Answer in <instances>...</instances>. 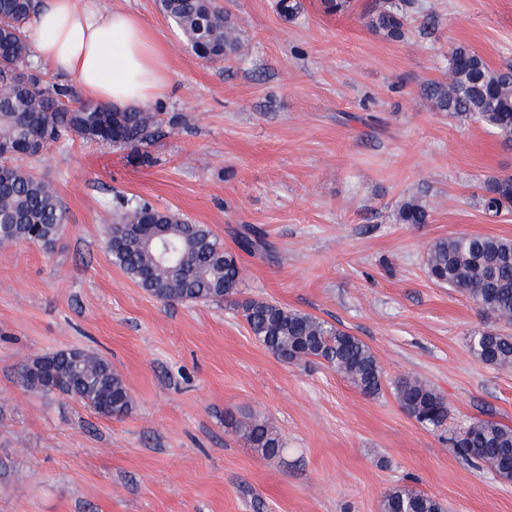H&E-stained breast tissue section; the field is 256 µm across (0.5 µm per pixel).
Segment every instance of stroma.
I'll return each instance as SVG.
<instances>
[{"mask_svg":"<svg viewBox=\"0 0 512 512\" xmlns=\"http://www.w3.org/2000/svg\"><path fill=\"white\" fill-rule=\"evenodd\" d=\"M382 2L332 15L303 0L287 21L276 0H215L243 50L210 62L157 0H100L165 44L168 89L151 106L176 122L141 150L75 138L21 160L55 186L66 223L49 250L0 244V512H381L397 485L448 512H512V484L450 444L478 419L512 427V369L467 349L497 322L425 265L440 238L512 239V210L481 203L490 178L512 174V146L423 93L447 79L456 44L494 67L512 61V0H414L401 41L366 24ZM117 195L208 225L243 271L235 298L169 303L128 279L107 248ZM413 196L428 223H397ZM245 226L266 250L240 247ZM246 299L357 336L381 393L364 396L325 362L273 356L242 317ZM69 350L111 363L127 414L22 383L25 365ZM403 378L445 399L446 430L401 408ZM248 417L277 434L278 455L240 437Z\"/></svg>","mask_w":512,"mask_h":512,"instance_id":"stroma-1","label":"stroma"}]
</instances>
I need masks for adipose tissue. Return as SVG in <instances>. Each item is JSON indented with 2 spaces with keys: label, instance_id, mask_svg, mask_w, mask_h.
Segmentation results:
<instances>
[{
  "label": "adipose tissue",
  "instance_id": "adipose-tissue-1",
  "mask_svg": "<svg viewBox=\"0 0 512 512\" xmlns=\"http://www.w3.org/2000/svg\"><path fill=\"white\" fill-rule=\"evenodd\" d=\"M29 39L36 59L74 78L89 101L138 109L167 90L165 47L132 12L99 0H46Z\"/></svg>",
  "mask_w": 512,
  "mask_h": 512
}]
</instances>
